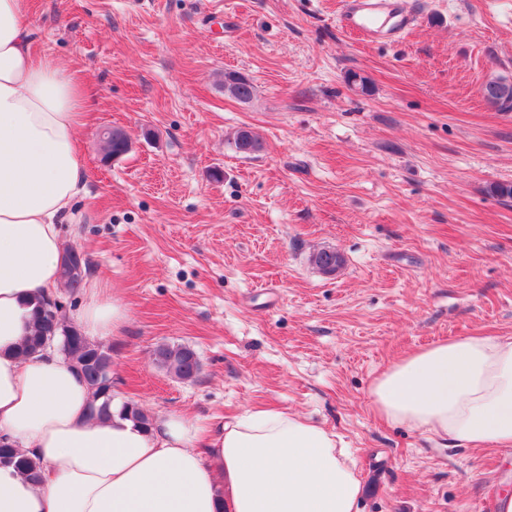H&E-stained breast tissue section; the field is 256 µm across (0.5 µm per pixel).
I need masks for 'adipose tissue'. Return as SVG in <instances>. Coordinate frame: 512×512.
Instances as JSON below:
<instances>
[{"label":"adipose tissue","mask_w":512,"mask_h":512,"mask_svg":"<svg viewBox=\"0 0 512 512\" xmlns=\"http://www.w3.org/2000/svg\"><path fill=\"white\" fill-rule=\"evenodd\" d=\"M27 0H0V440L42 466L0 465V512H356L362 480L310 418L249 410L211 431L169 414L144 430L90 418V391L58 354L21 360L37 299L61 280L62 221L83 190L77 77L32 50ZM127 310L92 285L78 314L109 336ZM371 407L457 448L512 447V338L467 336L416 349L374 380Z\"/></svg>","instance_id":"1"}]
</instances>
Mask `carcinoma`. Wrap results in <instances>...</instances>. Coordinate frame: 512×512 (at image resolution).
<instances>
[{"mask_svg":"<svg viewBox=\"0 0 512 512\" xmlns=\"http://www.w3.org/2000/svg\"><path fill=\"white\" fill-rule=\"evenodd\" d=\"M490 98L487 102L502 110H512V80L499 77L486 82ZM224 92L240 102L251 100L255 93L253 83L244 75L224 72ZM107 153L124 155L129 152L131 140L126 131L112 129L105 138ZM233 145L236 151L251 156L262 149L261 142L248 130L234 134ZM312 264L324 274H332L341 267L342 257L336 252L318 251L311 256ZM61 305L56 300L43 303L37 310L33 331L22 345L21 357L28 359L48 345L55 344L58 350L84 377L91 391L90 416L103 419L111 416L112 402V354L91 340L82 331L58 320ZM154 361L161 369L176 378L191 382L201 370L196 351L188 345L163 344L156 348ZM120 414L147 429L153 423V416L134 402L123 403ZM9 462L27 477L39 480L42 467L36 460L22 454L16 448L0 447V463Z\"/></svg>","mask_w":512,"mask_h":512,"instance_id":"cac0c4a2","label":"carcinoma"}]
</instances>
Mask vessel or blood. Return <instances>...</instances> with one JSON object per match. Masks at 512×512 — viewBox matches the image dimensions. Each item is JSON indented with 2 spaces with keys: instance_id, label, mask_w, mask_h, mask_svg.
I'll use <instances>...</instances> for the list:
<instances>
[{
  "instance_id": "obj_1",
  "label": "vessel or blood",
  "mask_w": 512,
  "mask_h": 512,
  "mask_svg": "<svg viewBox=\"0 0 512 512\" xmlns=\"http://www.w3.org/2000/svg\"><path fill=\"white\" fill-rule=\"evenodd\" d=\"M402 0H343L340 23L367 40L398 39L413 23Z\"/></svg>"
}]
</instances>
